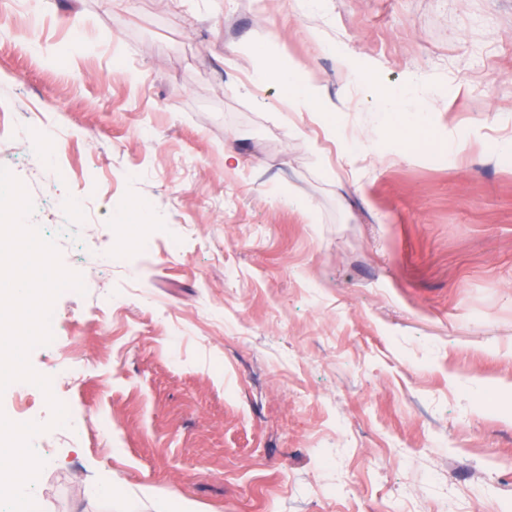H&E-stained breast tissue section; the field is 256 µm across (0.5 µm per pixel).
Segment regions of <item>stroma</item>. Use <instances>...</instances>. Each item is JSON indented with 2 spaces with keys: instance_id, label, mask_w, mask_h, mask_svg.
<instances>
[{
  "instance_id": "stroma-1",
  "label": "stroma",
  "mask_w": 512,
  "mask_h": 512,
  "mask_svg": "<svg viewBox=\"0 0 512 512\" xmlns=\"http://www.w3.org/2000/svg\"><path fill=\"white\" fill-rule=\"evenodd\" d=\"M1 16L4 133L30 112L60 134L16 163L28 222L86 288L29 355L69 421L32 441L38 512H512V0ZM253 42L336 101L351 165L315 122L289 135L277 79L252 89L229 47ZM340 48L370 82L344 81ZM376 85L419 97L417 121L376 118ZM144 222L148 254L105 262L113 225ZM20 393L24 421L50 420L22 381L0 411Z\"/></svg>"
}]
</instances>
